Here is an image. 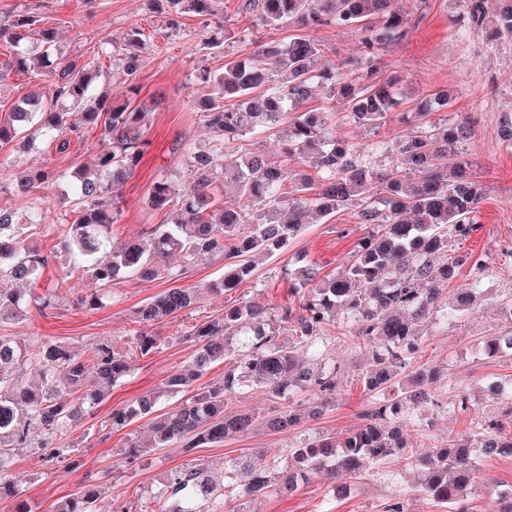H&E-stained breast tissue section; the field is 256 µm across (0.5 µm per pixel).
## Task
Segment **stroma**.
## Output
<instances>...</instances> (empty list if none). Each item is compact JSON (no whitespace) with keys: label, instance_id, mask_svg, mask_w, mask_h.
<instances>
[{"label":"stroma","instance_id":"35a3bbf8","mask_svg":"<svg viewBox=\"0 0 512 512\" xmlns=\"http://www.w3.org/2000/svg\"><path fill=\"white\" fill-rule=\"evenodd\" d=\"M395 6L408 18L410 32L408 37L386 41L382 51L385 65L373 77L383 81L401 76L398 109L372 132L349 121L340 104L329 100L324 91H315L309 105L330 110V136L358 146L375 170L381 171L391 163V149L407 134L403 112L432 92L448 91L453 105L437 112L436 117L452 121L466 116L473 121L475 134L466 145L467 157L482 172L486 184L479 205L480 228L461 244L462 250L486 264L479 275L478 301L453 325L427 322L421 328L416 360L437 369L439 376L431 387L435 404H421L412 411L415 425L407 460L348 480L347 492L342 496L334 495L330 480L317 474L291 497L270 491L250 496L238 488L208 501L206 512H383L392 498L401 499L407 512H447L422 498L417 488L421 459L435 454L447 445L449 437L469 428L471 415L448 410L453 388H464L477 398L473 415L495 420L500 417L501 406L482 398L483 387L494 382L512 391V363L488 356L482 349L488 336L506 327L500 302L512 292V258L502 253L504 247H512V147L498 136L502 118L512 116V42L491 43L477 34L458 0H427L420 7L414 0H396ZM213 9L210 16L183 15L179 28L174 30L168 26L167 15L154 9L149 0H0V23L11 21L22 10L37 13L54 28L62 56L102 67L105 75L97 84L98 90L131 93L136 103L151 114L149 145L140 165L114 197L102 199L104 205L118 212L112 226L114 241L135 240L147 225L170 223L171 214L150 210L147 198L160 177L187 182L188 145L211 138L196 105L198 99L216 91L213 83L204 81V74L223 72L225 61L247 57L265 41L285 43L300 33L296 27L272 31L255 27V16L246 10L245 0H215ZM135 28L144 32L149 46L136 79L131 81L118 59L126 34ZM311 35L328 59L346 62L351 68L360 65V34L356 29L325 26L312 30ZM211 38L222 40V48L206 49L204 43ZM41 53L40 42L33 35L18 47L0 46V116L23 97L50 95V77L47 67L40 63ZM20 54L25 55L28 65L23 72L13 67ZM101 135V129L90 130L84 144L71 145L62 154L48 148L40 137L28 153L16 151L10 144L0 147V180L4 183H13L21 172L42 165L58 175L51 187L34 189L26 196L13 191L0 193V207L19 213L36 207L43 216L33 239L51 260L33 284V291L58 283L65 293L48 315L32 310L25 320L0 325V335L12 336L23 348L37 349L45 336L86 344L108 340L123 346L138 329L132 320L133 310L169 286L164 278L146 281L129 277L114 284L113 297L104 307L93 310L83 303L96 284L89 273L70 265L62 250L59 229L74 217L70 193L73 175L92 163L102 144ZM364 231L347 210L328 222L309 217L285 251L256 258L252 278L222 297L202 301L192 313L152 322L148 330L159 336L160 346L150 355L135 359L133 374L67 429L62 441L75 446L70 459L42 466L33 449L14 452L8 475L17 482L18 499L27 500L35 512H54L61 501L97 486L101 496L96 512H114L119 506L124 512H156L154 493L173 472L199 466L220 476L240 456L274 464L283 461L289 446L298 441L334 437L360 424L362 414L375 403L362 386V376L372 364L371 354L342 336L330 346L338 383L335 403L315 416L311 413L315 404L312 395L296 392L292 401L300 422L291 432L277 434L259 427L205 448H185L175 442L154 449L150 446L149 419L137 420L107 438L99 430L112 407L157 390L187 365L193 348L183 335L193 322L222 314L245 300L271 308L299 305V295L291 290L296 269L314 263L324 278L342 272L355 240ZM132 442L145 446L147 452L130 463L124 450ZM476 466L477 479L468 504L471 512H488L495 492L512 485V455L480 457Z\"/></svg>","mask_w":512,"mask_h":512}]
</instances>
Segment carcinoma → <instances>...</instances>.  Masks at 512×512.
<instances>
[{
	"mask_svg": "<svg viewBox=\"0 0 512 512\" xmlns=\"http://www.w3.org/2000/svg\"><path fill=\"white\" fill-rule=\"evenodd\" d=\"M213 2L152 0L167 12L174 29L185 13L213 15ZM503 2L497 15L488 19L484 0H461L477 32L492 41H512V0ZM246 8L256 12L259 25L269 30L294 24L354 26L361 31L362 56L372 71L380 62L383 42L408 34L406 18L391 9V0H252ZM41 22L28 10L15 14L10 23L0 24V43L19 45ZM40 35L43 56L53 74L50 102L26 98L0 117V145L11 143L21 126L34 120L59 153L66 152L71 138H81L87 128H102L109 146L96 154L93 170L77 173L74 219L63 235L66 250L100 285L84 299L88 307H102L112 296L113 282L125 275L176 281L192 264L216 256L224 259L221 278L201 286L166 288L135 308L133 322L147 326L164 317L182 316L205 297H220L253 277L250 257L273 255L285 248L300 234L303 215L310 208L327 219L349 209L357 223L367 228L356 240L344 272L309 289L298 308L285 304L270 312L245 302L188 328L186 339L194 347L191 361L163 383L164 391L178 392L224 361L228 342L235 337L237 358L224 371L223 388L202 389L161 415L157 414L158 393L143 394L129 404L112 407L100 425L106 435L149 417L158 448L177 440L188 448L220 443L256 426L257 417L251 414H224L227 401L251 383L265 386L279 398L299 389L332 399L336 374L316 365L336 340L338 310L344 312L353 342L367 348L374 361L375 368L362 379L364 392H383L396 385L400 371L410 367L418 350L419 322L438 319L446 324L468 310L474 289L449 309L441 305V296L454 269L467 263L475 270L483 268L481 259L457 253L452 243L459 244L478 230L476 213L485 185L463 148L472 134L470 122L448 125L431 119L433 112L451 106L446 94L435 92L403 114L411 133L400 145L395 163L376 174L355 146L326 137L330 113L304 105L313 88L321 86L328 99L344 102L353 121L375 129L400 104V78L378 84L363 81L351 70L342 72L307 36L286 44L270 40L247 59L225 61L224 72L214 77L204 74L216 93L198 101V111L213 137L203 145L187 147L188 183L160 178L148 197L150 209L170 210L176 219L151 225L142 244H116L111 226L117 213L99 207L98 199L121 187L140 164L149 113L131 107L125 99L92 96L100 70L75 60H51L55 31L44 28ZM143 46L141 31L127 34L120 61L126 76L136 78ZM231 98L237 103L228 108L224 101ZM59 100L81 108L78 118L55 110L53 103ZM256 132L280 133L288 144L287 159L306 161L315 173H294L279 162L240 153L236 143ZM218 156L224 158L220 173L214 167ZM217 173L224 178L222 197L211 191ZM291 174L294 195L284 205L277 191ZM56 179L54 170L43 166L15 189L26 194ZM40 223L42 216L35 210L21 221L0 208V241L8 242L0 247V277L33 283L40 279L49 257L27 242V229ZM168 256L182 258L185 267L174 271L160 265L158 259ZM61 299L57 285L32 295L0 289V317L30 309L43 315ZM157 346L158 337L143 331L133 333L126 353L115 351L109 342L93 343L87 350L93 362L90 373L79 345L46 339L29 353L12 337L0 335V499L15 496V483L4 471L17 449L38 448L48 462L71 456L73 447L60 443L63 430L128 377L136 357L150 354ZM485 348L498 357L512 355V332L489 337ZM414 374L421 389L401 387L392 392L351 431L290 446L288 458L296 464L293 471L280 475L275 464L234 460L233 471L250 474L246 493L273 486L279 494L290 496L317 470L351 478L371 465L407 458L410 410L430 399L424 386L433 380L431 371L422 366ZM61 375L71 385L68 398L56 391ZM296 423L290 410L261 421L274 432H286ZM470 424L469 431L450 441L445 452L427 461L420 484L422 495L437 505L448 504L450 512H470L467 497L474 480L473 457L512 455V430L493 420L476 419ZM216 491L217 483L203 469L190 467L172 474L155 499L171 502L162 512H199V503ZM96 500V490L91 488L65 500L55 512H95ZM490 512H512V486L496 493Z\"/></svg>",
	"mask_w": 512,
	"mask_h": 512,
	"instance_id": "obj_1",
	"label": "carcinoma"
}]
</instances>
